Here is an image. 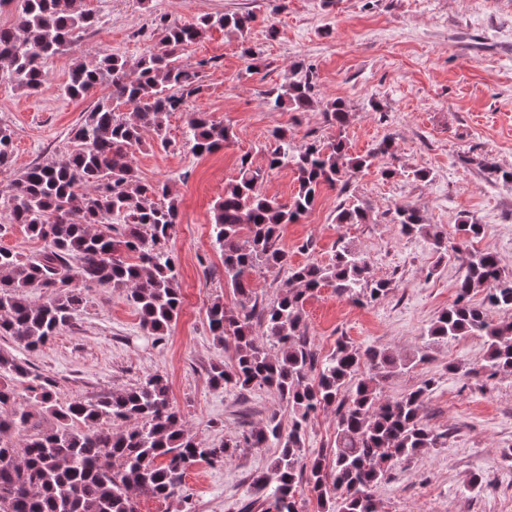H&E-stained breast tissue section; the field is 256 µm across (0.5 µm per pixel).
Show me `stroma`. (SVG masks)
<instances>
[{
	"instance_id": "1",
	"label": "stroma",
	"mask_w": 512,
	"mask_h": 512,
	"mask_svg": "<svg viewBox=\"0 0 512 512\" xmlns=\"http://www.w3.org/2000/svg\"><path fill=\"white\" fill-rule=\"evenodd\" d=\"M96 25L75 50L55 56L37 92L15 89L0 75V123L14 133L6 188L31 164L62 158L70 130L106 95L98 85L87 97L64 96L77 60L115 53L136 64L156 46V25L187 24L205 14L253 12L247 36L213 28L183 54L203 62V92L172 114L167 136L175 149L146 142L133 156L140 180L167 185L180 204L171 241L182 295L177 321L163 339L139 325L123 288L94 286L71 325L45 347L28 352L9 337L0 349L54 379L61 397L94 400L160 374L195 440L208 447L235 439L271 414L290 425L291 413L275 390L211 387L212 365L231 367L233 341L218 342L208 327L215 299L237 305L224 285V264L212 238L213 205L238 172L241 156L264 167L274 128L287 129L294 145L344 134L352 153L365 154L384 137L395 158L358 173L346 191L323 188L312 210L284 225L280 244L292 266L328 264L338 240L366 256L371 276L389 284L379 299L355 305L320 288L304 305V321L319 355L338 341L410 356L428 327L456 297L455 261L436 253L423 235L402 234L394 209L409 203L425 223L453 231L460 217L482 224L479 248L497 253L512 270V182L492 181L476 161L512 170V0H85ZM252 46L261 61L248 69L241 51ZM312 66L318 96L342 99L350 115L344 131L321 107L270 111L263 92L281 83L292 66ZM209 113L232 128L223 152L195 156L183 147L185 115ZM394 174L383 178L380 166ZM428 171L421 180L417 171ZM368 200L367 224L335 223L345 195ZM427 363L383 381L381 395L400 397L433 380L422 416L448 439L403 462H389L376 487L382 512H512V372L469 377L481 366L484 340L466 336L434 345ZM456 372H449V365ZM273 448H238L221 467L199 462L171 499L139 497V512H247L257 493L253 480L266 472Z\"/></svg>"
}]
</instances>
